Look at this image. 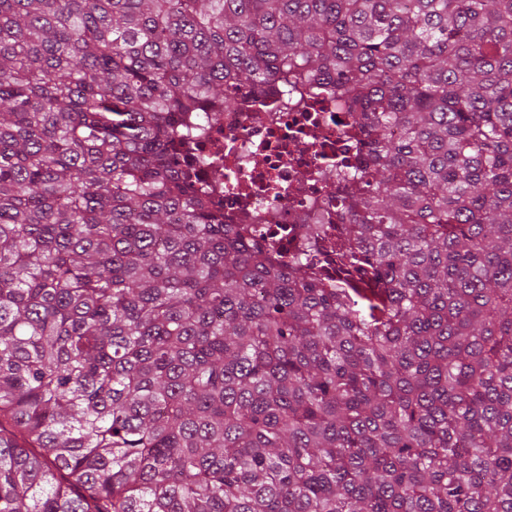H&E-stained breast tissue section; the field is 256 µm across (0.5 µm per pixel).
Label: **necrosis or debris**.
Returning a JSON list of instances; mask_svg holds the SVG:
<instances>
[{"instance_id": "necrosis-or-debris-1", "label": "necrosis or debris", "mask_w": 512, "mask_h": 512, "mask_svg": "<svg viewBox=\"0 0 512 512\" xmlns=\"http://www.w3.org/2000/svg\"><path fill=\"white\" fill-rule=\"evenodd\" d=\"M349 115L327 98L286 100L273 93L260 112L250 106L210 113L194 142L208 179L212 166L224 172L213 189L228 224H255L282 250H294L307 225L333 212L327 184L336 175L330 160L352 155Z\"/></svg>"}]
</instances>
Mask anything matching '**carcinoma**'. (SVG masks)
Returning a JSON list of instances; mask_svg holds the SVG:
<instances>
[{"mask_svg":"<svg viewBox=\"0 0 512 512\" xmlns=\"http://www.w3.org/2000/svg\"><path fill=\"white\" fill-rule=\"evenodd\" d=\"M270 90L286 259L190 156ZM0 512H512V0H0ZM256 107L206 112L208 121L194 141L195 173L208 181L215 165L224 183L214 187L224 199V223L258 224L269 239L288 252L303 239L307 224H322L336 201L327 180H336L329 160L352 155L349 114L336 112L327 98L287 100L272 93Z\"/></svg>","mask_w":512,"mask_h":512,"instance_id":"carcinoma-1","label":"carcinoma"}]
</instances>
